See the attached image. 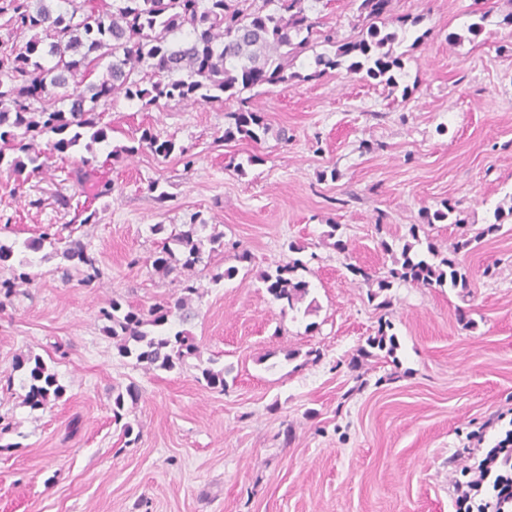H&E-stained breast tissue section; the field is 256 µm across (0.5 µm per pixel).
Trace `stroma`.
<instances>
[{
	"instance_id": "obj_1",
	"label": "stroma",
	"mask_w": 512,
	"mask_h": 512,
	"mask_svg": "<svg viewBox=\"0 0 512 512\" xmlns=\"http://www.w3.org/2000/svg\"><path fill=\"white\" fill-rule=\"evenodd\" d=\"M478 5L490 16L470 39ZM511 12L512 0H392L394 87L343 67L310 79L309 54L295 63L307 81L221 103L119 101L108 146L92 152L96 180L112 184L98 199L84 148L26 180L0 165V243L77 238L100 272L85 286L44 247L25 258L34 281L0 307V512H453L449 457L512 407V216L478 234L512 195ZM315 16L340 40L362 25L355 0H320ZM243 107L264 113L267 133L223 140ZM146 128L188 148L193 166L146 148L108 158ZM447 202L461 223L426 228L418 247L445 255L473 239L456 252L469 294L397 281L369 298L422 210ZM80 206L95 223H74ZM201 221L221 247L192 271L157 274L154 225ZM295 258L309 288L285 310L259 275ZM188 281L201 294L171 326L198 354L171 371L121 357L101 309L171 303ZM382 331L394 354L367 350ZM29 353L65 388L36 410L14 368ZM205 367L223 370V389ZM131 385L139 399L114 421L112 400Z\"/></svg>"
}]
</instances>
